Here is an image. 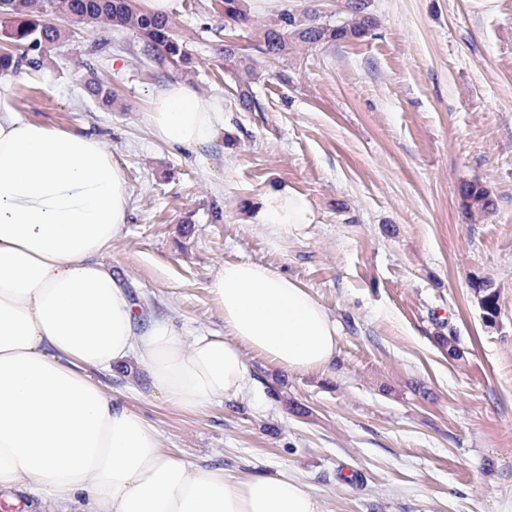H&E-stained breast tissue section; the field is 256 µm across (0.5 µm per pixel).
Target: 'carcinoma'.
<instances>
[{
    "mask_svg": "<svg viewBox=\"0 0 512 512\" xmlns=\"http://www.w3.org/2000/svg\"><path fill=\"white\" fill-rule=\"evenodd\" d=\"M223 4L225 24L233 28L254 26L243 0H223ZM0 15L11 19V25L1 30L0 36L12 45L0 50L1 75L15 73L24 66H40L44 49L61 36L60 30L46 20L51 15L65 16L89 27L107 22L117 30H130L142 40L145 60L191 68V54L177 37L173 20L143 11L135 0H0ZM377 26V20L368 12L367 0H346L344 16L335 23L310 9L287 11L261 28L255 50L264 61L271 62L288 56L293 49L359 39ZM224 61L254 74V61L236 49L224 50ZM87 88L102 103L112 104L113 92L104 82L92 77ZM459 197L462 209L470 215L490 213L496 206L491 192L478 182L462 183ZM474 295L484 322L495 324L500 314L497 290L481 282L475 286Z\"/></svg>",
    "mask_w": 512,
    "mask_h": 512,
    "instance_id": "carcinoma-1",
    "label": "carcinoma"
}]
</instances>
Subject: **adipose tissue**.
<instances>
[{
  "mask_svg": "<svg viewBox=\"0 0 512 512\" xmlns=\"http://www.w3.org/2000/svg\"><path fill=\"white\" fill-rule=\"evenodd\" d=\"M148 123L172 148L212 143L223 120L187 81L151 99ZM122 172L99 140L0 113V496L48 494L80 512H323L287 472L238 477L160 448L157 431L113 400L97 371L134 362L152 392L185 411L241 395L243 348L286 370L324 368L336 322L278 270L225 263L210 283L224 333L183 341L143 319L99 257L128 221ZM265 223H313L309 200L269 197Z\"/></svg>",
  "mask_w": 512,
  "mask_h": 512,
  "instance_id": "adipose-tissue-1",
  "label": "adipose tissue"
}]
</instances>
